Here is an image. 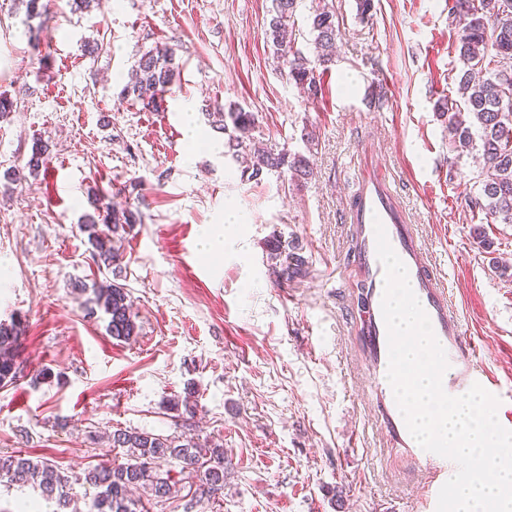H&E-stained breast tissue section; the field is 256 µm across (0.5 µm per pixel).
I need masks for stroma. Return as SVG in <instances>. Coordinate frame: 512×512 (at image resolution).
Returning a JSON list of instances; mask_svg holds the SVG:
<instances>
[{"mask_svg": "<svg viewBox=\"0 0 512 512\" xmlns=\"http://www.w3.org/2000/svg\"><path fill=\"white\" fill-rule=\"evenodd\" d=\"M336 60L311 99L289 83L266 38L271 0H99L79 12L49 0L30 18L0 0V322L21 321L16 382L0 387V453L69 476L122 463L116 429L184 431L223 446L224 490L188 482L138 512H423L425 477L375 425L346 217L375 150L489 374L512 389V224L468 206L481 182L470 157L451 163L448 119L459 28L448 0H333ZM174 49L180 74L159 111L122 90L140 49ZM384 101H375L378 92ZM257 117L255 141L302 153L307 180L243 179L206 106ZM196 114L187 143L182 108ZM38 174L15 182L35 142ZM140 220L93 262L80 226L88 195ZM234 209L223 253L204 227ZM482 226L491 249L473 235ZM298 246L308 274L278 281L268 240ZM127 289L137 334L112 339L90 313L93 284ZM0 512H59L33 486L0 485Z\"/></svg>", "mask_w": 512, "mask_h": 512, "instance_id": "obj_1", "label": "stroma"}]
</instances>
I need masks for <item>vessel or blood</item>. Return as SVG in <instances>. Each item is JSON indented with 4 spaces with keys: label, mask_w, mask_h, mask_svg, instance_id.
<instances>
[{
    "label": "vessel or blood",
    "mask_w": 512,
    "mask_h": 512,
    "mask_svg": "<svg viewBox=\"0 0 512 512\" xmlns=\"http://www.w3.org/2000/svg\"><path fill=\"white\" fill-rule=\"evenodd\" d=\"M358 183L349 224L359 243L354 259L364 274L370 304L366 333L370 364L375 373L376 422L389 440L405 448L414 464L428 473L425 509L436 512L438 493L448 479L450 462L417 448L387 378L388 334L381 311L385 271L377 256L375 222H382L392 248L407 268L413 291L429 317L433 332L446 351L449 368L443 376L445 392L459 396L472 384L491 390L495 383L480 360L473 340L462 327L442 274L430 260L414 225L409 224L405 209L397 203L391 180L379 168L367 166L362 169Z\"/></svg>",
    "instance_id": "obj_1"
}]
</instances>
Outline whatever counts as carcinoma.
<instances>
[{
  "mask_svg": "<svg viewBox=\"0 0 512 512\" xmlns=\"http://www.w3.org/2000/svg\"><path fill=\"white\" fill-rule=\"evenodd\" d=\"M298 0H272L268 37L274 54L288 68V80L302 87L308 97L321 93L316 66H328L335 55L336 14L332 7L317 0L311 7V32L314 33L315 60L307 58L291 45ZM449 16L461 24L456 52L460 62L457 76L458 98H448L450 146L457 156L470 155L487 171L479 196L468 200L474 210L484 212L502 224H512V67L503 70L502 61L512 63V0H452ZM178 76L174 51L155 46L141 49L131 70L123 94L134 97L145 108L158 110L162 93L169 90ZM212 128L227 135L226 144L233 155H244L248 179L258 180L263 173L283 172L306 179L312 174L309 160L273 147L252 149L245 141L256 125L255 114L233 103L217 105L206 112ZM48 144L38 142L32 148L26 167L31 174L42 167ZM139 221L129 208H114L96 219L86 216L81 225L87 233L92 259L109 268L117 253L108 245L109 236H118ZM104 229H99L98 224ZM272 274L282 281L302 279L307 275V261L288 249L281 240L269 242ZM96 309L107 316V332L117 341L136 335L132 301L126 288L101 283L93 288ZM22 334L20 324L0 323V386L15 382L18 374L16 348ZM112 445L126 449L127 462L104 464L84 473L83 483L97 489L92 512H137L138 503L129 496L131 489L142 487L162 502L170 499L176 485L170 471H161V462L179 468V474L198 481L206 493L224 488V449L184 436L168 438L136 430L117 429ZM31 484L48 497H55L67 508L74 495V481L49 463L21 454L0 455V483Z\"/></svg>",
  "mask_w": 512,
  "mask_h": 512,
  "instance_id": "cac0c4a2",
  "label": "carcinoma"
}]
</instances>
